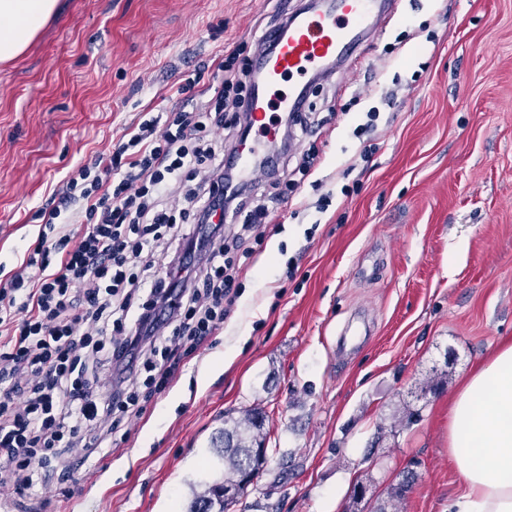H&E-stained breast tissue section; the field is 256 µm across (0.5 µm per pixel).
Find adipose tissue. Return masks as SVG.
<instances>
[{
    "label": "adipose tissue",
    "instance_id": "ef3b65f1",
    "mask_svg": "<svg viewBox=\"0 0 512 512\" xmlns=\"http://www.w3.org/2000/svg\"><path fill=\"white\" fill-rule=\"evenodd\" d=\"M59 0H0V63L20 57ZM448 456L462 492L447 512H512V341L470 371L448 413Z\"/></svg>",
    "mask_w": 512,
    "mask_h": 512
}]
</instances>
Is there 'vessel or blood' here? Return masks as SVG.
<instances>
[{
  "mask_svg": "<svg viewBox=\"0 0 512 512\" xmlns=\"http://www.w3.org/2000/svg\"><path fill=\"white\" fill-rule=\"evenodd\" d=\"M385 7L386 0H315L296 14L287 28L273 27L266 32L264 40L271 49L259 57L265 80L251 110L255 136L233 157L239 182L252 181L261 170L264 143L274 133L270 112L299 111L302 82L314 81L350 55ZM283 81L288 82V90L274 93V86Z\"/></svg>",
  "mask_w": 512,
  "mask_h": 512,
  "instance_id": "vessel-or-blood-1",
  "label": "vessel or blood"
}]
</instances>
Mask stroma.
Returning <instances> with one entry per match:
<instances>
[{
    "instance_id": "obj_1",
    "label": "stroma",
    "mask_w": 512,
    "mask_h": 512,
    "mask_svg": "<svg viewBox=\"0 0 512 512\" xmlns=\"http://www.w3.org/2000/svg\"><path fill=\"white\" fill-rule=\"evenodd\" d=\"M25 55L0 63V265L35 241L76 165L141 118L206 93L231 54L304 0H60ZM310 90L262 249L224 326L181 366L131 438L71 467L53 512H186L223 464L225 412L263 409L293 456L231 512H446L462 489L448 411L471 368L512 336V0H393ZM202 76H195L198 65ZM237 356L218 369L225 348ZM405 498L388 491L404 470ZM364 497L343 486L346 475Z\"/></svg>"
}]
</instances>
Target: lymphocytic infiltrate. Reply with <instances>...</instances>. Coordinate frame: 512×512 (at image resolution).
<instances>
[{
	"label": "lymphocytic infiltrate",
	"mask_w": 512,
	"mask_h": 512,
	"mask_svg": "<svg viewBox=\"0 0 512 512\" xmlns=\"http://www.w3.org/2000/svg\"><path fill=\"white\" fill-rule=\"evenodd\" d=\"M217 69L211 98L139 122L68 172L0 278V487L34 491L80 445L128 441L140 393L161 390L223 326L236 267L215 217L247 194L224 172L218 132L252 87L233 57Z\"/></svg>",
	"instance_id": "1"
}]
</instances>
